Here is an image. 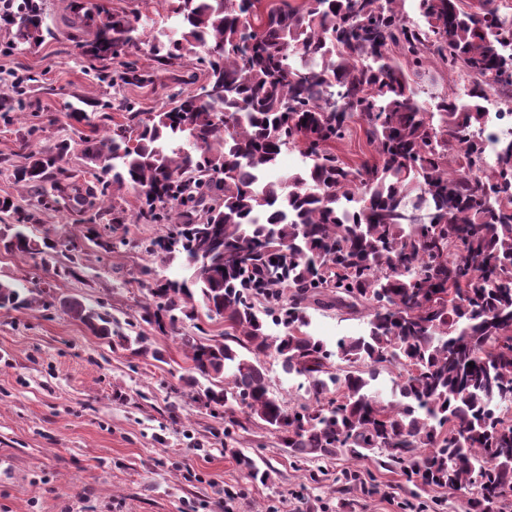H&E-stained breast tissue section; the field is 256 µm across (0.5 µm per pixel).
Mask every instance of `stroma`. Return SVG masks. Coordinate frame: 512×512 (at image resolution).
Masks as SVG:
<instances>
[{"label": "stroma", "instance_id": "1", "mask_svg": "<svg viewBox=\"0 0 512 512\" xmlns=\"http://www.w3.org/2000/svg\"><path fill=\"white\" fill-rule=\"evenodd\" d=\"M69 0H41L50 35L24 51L11 49L15 28L0 23V85L14 68L36 73L26 109L13 125L0 123V197L35 211L33 234L59 245L72 236L108 233L104 222L84 223L63 204H37L14 183L6 163L18 150L20 130L40 127L34 149L71 143L63 161L74 182L88 178L82 138L93 127L65 116L68 105L96 116L107 98L133 100L149 112L176 91L178 80L198 74L195 55L156 64L148 47L134 55L154 73L152 85L110 87L94 80L60 18ZM168 224H127L125 244L106 252L86 243L76 276L56 277L41 256L0 250V279L51 292L53 305L0 309V512H406L414 488L400 472L380 466L378 455L318 461L320 480L296 471L276 436L263 426L237 432L240 448L260 468L265 483L250 482L224 452V411L192 402L180 378L191 362L171 330L147 327L162 360L136 357L104 343L72 319L62 300L103 305L120 327L140 321L151 278H174L181 269L143 253L141 242L167 235ZM151 267L153 277L143 276Z\"/></svg>", "mask_w": 512, "mask_h": 512}]
</instances>
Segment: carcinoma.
<instances>
[{"label":"carcinoma","instance_id":"cac0c4a2","mask_svg":"<svg viewBox=\"0 0 512 512\" xmlns=\"http://www.w3.org/2000/svg\"><path fill=\"white\" fill-rule=\"evenodd\" d=\"M172 24L151 36L138 16L71 0L65 26L95 76L141 86L152 75L128 59L143 42L161 65L187 53L204 79L153 112L128 100L97 103L104 131L82 140L93 184L70 182V143L34 151L20 139L16 183L51 189L84 213L116 192L143 190L138 224L175 231L144 251L188 272L155 280L141 320L177 330L198 308L224 319V336H180L192 361L182 377L197 399L224 408V453L254 481L268 473L234 434L257 422L273 432L295 468L371 452L417 490L461 489L481 479L468 512L512 497V138L482 159L483 102L500 93L512 115V12L497 0H167ZM20 52L49 32L41 8L13 19ZM441 70L462 93L429 105L413 78ZM123 112L118 122L110 113ZM431 112L430 120L419 113ZM364 124L372 159L336 154L352 124ZM308 163L273 182L283 151ZM50 188H45V184ZM14 223L0 248L54 250L30 231L34 214L0 198ZM71 272L82 248L63 244ZM46 291L0 280V308H35ZM66 312L94 335H114L108 314L77 298ZM366 322L335 348L312 330L310 311ZM121 340L163 359L139 332ZM303 379L308 401L287 408L270 392L265 359ZM399 370L394 400L371 392L383 370ZM244 417H239L236 412Z\"/></svg>","mask_w":512,"mask_h":512}]
</instances>
